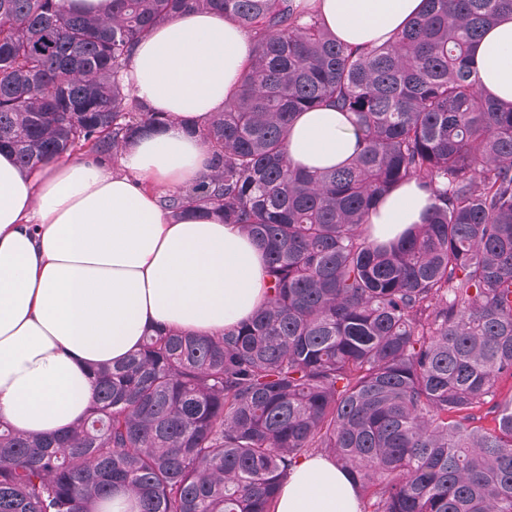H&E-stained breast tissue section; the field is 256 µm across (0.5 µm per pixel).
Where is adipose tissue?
<instances>
[{
    "label": "adipose tissue",
    "instance_id": "ef3b65f1",
    "mask_svg": "<svg viewBox=\"0 0 512 512\" xmlns=\"http://www.w3.org/2000/svg\"><path fill=\"white\" fill-rule=\"evenodd\" d=\"M337 39L391 40L423 0H304ZM234 21L180 14L141 39L123 73L135 97L167 113L117 162L85 153L26 173L0 151V417L37 435L71 430L92 395L90 369L123 363L159 328L217 335L251 316L266 292L265 256L238 225L200 208L175 214L162 195L198 182L209 152L194 126L223 111L251 58ZM480 86L512 103V15L476 44ZM355 136L331 106L301 113L288 133L294 165L344 163ZM429 195L411 181L371 215L387 242L421 223ZM274 512H360L347 472L330 458L300 460Z\"/></svg>",
    "mask_w": 512,
    "mask_h": 512
}]
</instances>
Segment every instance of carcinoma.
Returning <instances> with one entry per match:
<instances>
[{
    "label": "carcinoma",
    "instance_id": "cac0c4a2",
    "mask_svg": "<svg viewBox=\"0 0 512 512\" xmlns=\"http://www.w3.org/2000/svg\"><path fill=\"white\" fill-rule=\"evenodd\" d=\"M212 10L252 36L238 93L198 127L199 184L164 197L219 212L265 251L267 297L217 336L157 331L92 368L84 420L42 437L0 422V512H274L322 454L361 512H512V103L470 66L512 0H424L393 40L351 47L296 0H0V150L35 170L116 160L167 118L122 74L151 28ZM353 116L351 158L309 173L287 152L302 112ZM415 180L432 200L399 238L368 218ZM490 405L493 425L481 423Z\"/></svg>",
    "mask_w": 512,
    "mask_h": 512
}]
</instances>
